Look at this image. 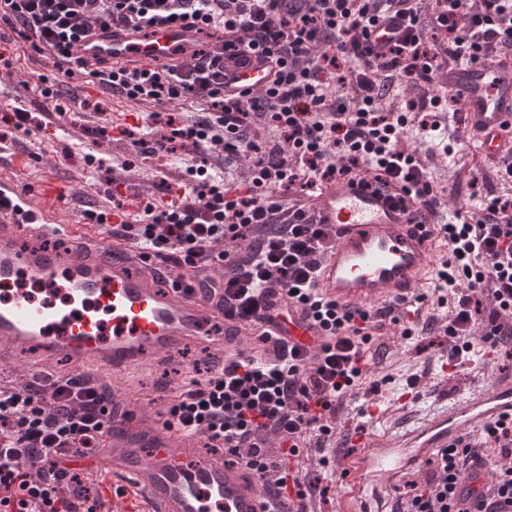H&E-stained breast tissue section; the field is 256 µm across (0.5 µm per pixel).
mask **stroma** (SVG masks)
<instances>
[{
  "mask_svg": "<svg viewBox=\"0 0 512 512\" xmlns=\"http://www.w3.org/2000/svg\"><path fill=\"white\" fill-rule=\"evenodd\" d=\"M10 67H0V114L9 112L14 101H21L32 112H40L42 97L39 75L52 74L51 63L34 64L27 46H14L9 53ZM73 100L60 125L37 124L30 134H19L21 158L28 164L23 181L32 188L34 199L45 193L65 194L69 202L63 210L72 223L83 222V213L104 206L96 186L111 185L132 219L143 215L140 200L162 205L187 188L184 151H176L160 160L141 163L125 128L147 115L145 107L112 96L100 88L79 83L70 88ZM105 126L107 137L95 135ZM71 157H64V149ZM94 152L102 166H87L84 154ZM474 152L462 147L452 155L447 171H436L438 182L447 187L449 210L465 206L471 192L499 195L511 187L490 177H474ZM412 336H404L397 325H387L383 334L374 336L369 353L374 363L364 373L350 397L329 420L335 433L330 447L307 448L297 457L296 469L310 483L324 488L317 498L315 512H338L343 486L330 464L334 456L348 452L350 434L370 436L384 432L398 435L428 415L440 402H448L487 387L494 379L512 378V346L498 347L492 354L463 356L456 364L441 368L439 359L448 350V338L440 329L423 330L414 323ZM414 380L419 398L404 406L393 397L407 380ZM382 402L387 415L380 422L358 417V410L370 402Z\"/></svg>",
  "mask_w": 512,
  "mask_h": 512,
  "instance_id": "35a3bbf8",
  "label": "stroma"
}]
</instances>
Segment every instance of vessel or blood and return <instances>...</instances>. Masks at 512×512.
<instances>
[{
  "label": "vessel or blood",
  "instance_id": "obj_1",
  "mask_svg": "<svg viewBox=\"0 0 512 512\" xmlns=\"http://www.w3.org/2000/svg\"><path fill=\"white\" fill-rule=\"evenodd\" d=\"M200 36L178 27L145 33L92 28L74 52L101 63L161 67L189 64ZM275 78L269 62L227 70L224 93L256 95ZM439 87L458 101L453 122L466 132L483 172L512 164V60L482 58L444 64ZM305 215L325 225L316 255L314 292L341 306L377 310L418 303L438 267V227L445 213L421 219L400 186H379L343 174L301 195ZM56 204L33 202L17 179L0 178V363L34 352L29 376L56 362L70 374L110 380L112 418L92 453L69 446L70 463L99 464L106 476L98 512H285L283 495L221 454L203 455L206 436L167 425L164 410L135 394L136 377L176 363L185 347L205 348L227 361L263 346L299 345L315 356L331 337L299 305L276 299L273 318L251 325L224 317L219 298L174 285L175 271L142 258L130 241L101 224H63ZM42 285L43 299L18 288ZM512 418V378L454 400L392 439L358 444L338 473L347 488L342 512H394L393 492L416 479L438 449L467 430ZM489 486L488 466L463 476L458 496L472 503Z\"/></svg>",
  "mask_w": 512,
  "mask_h": 512
}]
</instances>
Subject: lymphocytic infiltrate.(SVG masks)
I'll return each mask as SVG.
<instances>
[{"instance_id": "obj_1", "label": "lymphocytic infiltrate", "mask_w": 512, "mask_h": 512, "mask_svg": "<svg viewBox=\"0 0 512 512\" xmlns=\"http://www.w3.org/2000/svg\"><path fill=\"white\" fill-rule=\"evenodd\" d=\"M402 28L388 51L373 60L371 33L382 18ZM137 31L154 25L223 33L222 47L197 53L188 68H89L72 47L90 24ZM32 53L52 58L57 82H86L138 105L153 106L145 134L149 155L191 146L201 180L162 210L111 224V210L87 211L111 224L113 237L170 261L188 288L223 292L224 315L258 317L267 296L306 307L334 341L313 360L299 348L274 358L244 354L192 379L168 414L202 430L235 458L278 488L294 486L298 499L314 494L298 472L274 461L267 436L288 456L311 437L327 438L324 421L337 400L354 389L367 361L374 314L322 301L312 292L313 256L323 225L290 221L284 196L304 193L339 174L360 173L396 182L434 211L446 204L430 166L448 164L447 151L421 157L405 145L408 130L435 138L440 97H426L444 59L475 61L512 50V0H433L429 17L407 0H0V42L6 33ZM274 58L278 77L262 95L224 94L226 68L248 64L249 54ZM203 103L201 119L181 124L171 104ZM235 169L237 188L209 173L210 156ZM448 255L436 273L449 306L444 332L449 361L471 352L473 297L489 293L497 305L483 341L497 347L512 336V198L496 196L441 227ZM223 265L222 278L211 275ZM111 392L71 376L49 387L0 386V512H96L97 498L62 448H93L107 424ZM498 447L504 461L478 512H512V420L466 434L442 451L432 482L398 503L399 512H456V489L473 448Z\"/></svg>"}]
</instances>
